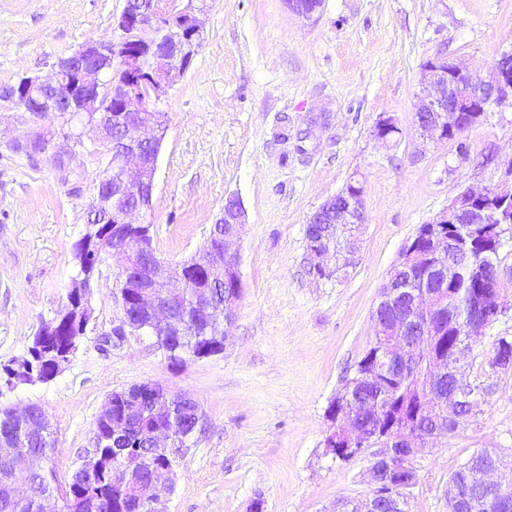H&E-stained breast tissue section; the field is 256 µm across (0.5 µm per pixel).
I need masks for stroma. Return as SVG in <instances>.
<instances>
[{"label": "stroma", "instance_id": "1", "mask_svg": "<svg viewBox=\"0 0 512 512\" xmlns=\"http://www.w3.org/2000/svg\"><path fill=\"white\" fill-rule=\"evenodd\" d=\"M201 46L169 90L152 194L153 245L180 262L201 249L228 197L246 214L234 248L242 293L223 351L169 364L149 340L101 346L116 315L101 265L94 320L50 382L0 380V408L35 404L69 477L113 392L155 382L197 400L203 426L176 462L167 512H330L367 491L366 457L325 454L328 406L369 348L371 312L399 252L467 186L493 188L512 160V104L491 106L461 142L426 143L414 121L423 65L443 55L485 74L512 49V0H324L306 19L283 0H205ZM124 0H0V85L47 74L111 36ZM389 118L399 132L374 137ZM22 110L0 112V369L26 356L72 286L104 168L90 148L68 174L16 156ZM363 186L360 250L341 275L313 277L308 217L350 181ZM505 311L465 368L488 389L455 434L417 456L408 512H448L450 475L480 448L512 461V371L491 368L512 338V225L499 249Z\"/></svg>", "mask_w": 512, "mask_h": 512}]
</instances>
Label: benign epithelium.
Segmentation results:
<instances>
[{"mask_svg":"<svg viewBox=\"0 0 512 512\" xmlns=\"http://www.w3.org/2000/svg\"><path fill=\"white\" fill-rule=\"evenodd\" d=\"M288 11L310 18L321 9L323 0H284ZM204 8L193 0H128L121 12L115 15L114 29L120 32L117 40L93 39L83 43L67 59L52 64L47 77L25 76L11 87L0 92L16 102V106L29 114L31 128L24 138L36 143L38 154L52 153L55 165L65 170L73 155L55 150L56 131L46 126L42 112V96L54 95L67 104V111L78 120L81 131L60 127L64 138L80 146L89 141L93 151L113 159L129 176L116 182L114 190L130 201L138 200L146 188L153 186L159 145L154 135L157 129L156 112L165 101L169 89L189 69L201 42L204 26ZM170 28L172 40L165 51L159 50L163 27ZM120 59L121 69L112 72V60ZM421 89L417 94L415 122L423 138L441 142L457 140L478 124L488 107L512 102V50L503 52L493 62L483 79L474 78L461 62L438 55L428 60L422 68ZM123 127L129 131L124 140L112 138V128ZM362 187H356L346 199V205L336 211L332 224L348 229L343 242L335 241V229L325 230L316 240L306 238V248L312 274L317 279L330 278L339 271L324 263L329 254L342 257L349 264V256L357 250L358 240L351 226L365 223L362 207ZM232 225L230 231L218 238L210 236L203 253L209 257L205 280L224 283V272H235L237 266L231 245L240 239L245 214L241 205L225 216ZM110 223L116 231L106 241L99 253L115 257L116 302L120 309L119 323L112 327V336H154L161 328L169 335L184 336L188 332L189 313L181 307L186 298L187 281L180 279L178 291L167 289L173 280L169 264L161 259L143 270L134 262L130 230L145 224L144 213L137 206L126 207L112 213ZM512 223V160L502 173L493 190L468 188L460 192L448 207L428 222L425 233L431 251L423 252L418 244H409L399 255L393 269L414 266L428 257L434 261L429 267L432 274L448 276L460 266L465 246L461 239H448L446 228L454 224L465 228L467 224H493L492 245L499 247L502 234L498 225ZM96 266L82 263L74 279V287L84 291L83 310L92 318L89 305L90 283ZM133 288L130 299L148 311L145 322L133 320L125 301V289ZM239 278H234L224 291V304L220 312L224 321H230L232 307L239 300ZM498 281L481 280L480 287L464 301L449 296L444 289L409 288L402 276L391 274L382 287L377 307L392 306L403 294L412 297L411 307L416 315L410 321L396 322L387 330L377 314H372L375 325L374 341L378 350L367 360L363 370L356 372V382L368 383L386 377L395 369L404 374L422 370L423 385L427 390H437L447 376L458 382L460 389L439 394V404L453 414L461 401L469 405L477 401L473 386L467 382L460 365L471 358L473 343L485 334L492 320L502 311L497 298ZM192 308L197 317L206 318L213 312L211 295L194 297ZM463 319L452 353L442 356L436 349L437 337L444 335L443 317ZM166 389L157 383L138 385L137 397L132 400L135 409ZM171 407L166 423L157 427L151 440L153 447L167 452L171 459L178 458L187 437L177 430L178 409L190 398L177 393L170 395ZM331 422L324 442L325 454L335 459L350 460L364 453L369 464L363 478L368 486L365 495L336 502L334 512H378L386 506L394 512H404L408 486L400 476L413 471L414 458L427 450L434 441L447 435V426L438 425L421 431L415 424L393 423L383 430L367 432L356 421V408H341L331 402L328 408ZM501 464L487 466L478 472V486L456 481L448 482V512H472L475 498L483 496L489 512H512V486L495 479ZM169 470H160L147 482L137 487L139 503L149 512H157L165 502L162 489L168 482Z\"/></svg>","mask_w":512,"mask_h":512,"instance_id":"obj_1","label":"benign epithelium"}]
</instances>
